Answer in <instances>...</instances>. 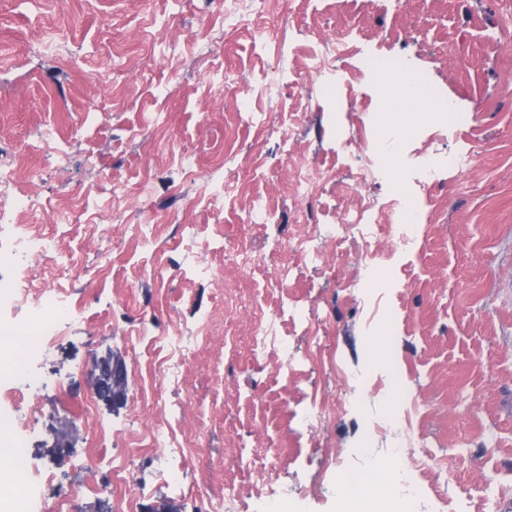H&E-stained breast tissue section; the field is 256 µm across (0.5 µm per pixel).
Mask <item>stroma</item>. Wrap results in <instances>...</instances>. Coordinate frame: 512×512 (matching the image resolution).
<instances>
[{
  "mask_svg": "<svg viewBox=\"0 0 512 512\" xmlns=\"http://www.w3.org/2000/svg\"><path fill=\"white\" fill-rule=\"evenodd\" d=\"M285 11L291 22L276 29ZM339 33L354 41L347 66L393 48L465 118L445 132L417 125L396 157L406 172L431 153L476 156L418 194L421 243L386 254L376 323L357 287V242L335 233L359 199L390 198L383 154L355 193L340 157L347 139L380 144L382 114L379 99L353 112L321 91L315 63L335 59ZM509 69L512 0H0V165L18 164L8 191L35 201L24 223L0 226V278L29 268L30 287L54 289L71 311L30 363L37 418L16 431L30 460L27 512H220L228 488L252 510L271 488L284 512H339L325 449L395 467L390 446L364 432L367 416L392 410L409 415L429 457L423 480L446 512H505ZM306 169L324 177L302 202ZM305 222L315 265L287 254ZM31 225L72 270L15 250ZM244 250L256 258L246 274ZM271 263L284 265L283 286L268 280ZM269 319L292 347L288 369L272 354L248 357ZM115 355L129 377L119 404L93 387L97 362ZM394 374L406 394L392 409ZM320 404L329 413L314 432L299 418ZM154 425L169 448L150 447ZM489 476L499 479L490 501Z\"/></svg>",
  "mask_w": 512,
  "mask_h": 512,
  "instance_id": "obj_1",
  "label": "stroma"
}]
</instances>
